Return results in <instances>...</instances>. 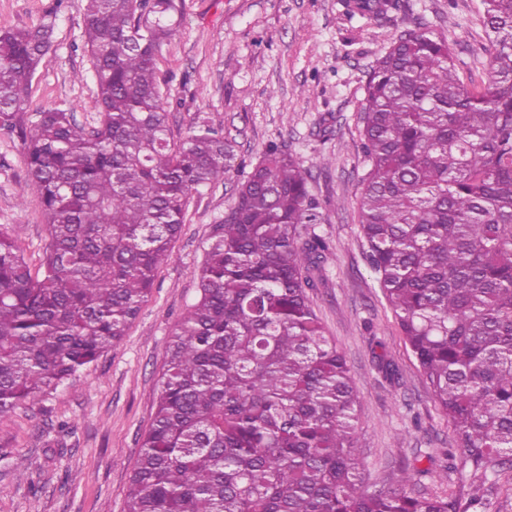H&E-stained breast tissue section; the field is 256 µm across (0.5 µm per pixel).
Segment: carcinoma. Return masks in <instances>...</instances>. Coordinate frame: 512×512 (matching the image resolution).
Wrapping results in <instances>:
<instances>
[{
	"label": "carcinoma",
	"mask_w": 512,
	"mask_h": 512,
	"mask_svg": "<svg viewBox=\"0 0 512 512\" xmlns=\"http://www.w3.org/2000/svg\"><path fill=\"white\" fill-rule=\"evenodd\" d=\"M63 0L0 31V133L49 227L42 274L0 234V414L75 380L125 334L184 224L236 154L206 123L171 140L159 75L182 0H86L100 117L29 110ZM490 78L471 92L419 26L372 67L360 111L366 258L473 480L467 501L369 491L356 385L309 292L328 244L308 173L273 144L236 185L168 343L126 512H478L512 467V0H482ZM399 0H352L382 16Z\"/></svg>",
	"instance_id": "carcinoma-1"
}]
</instances>
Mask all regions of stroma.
Here are the masks:
<instances>
[{
	"label": "stroma",
	"instance_id": "35a3bbf8",
	"mask_svg": "<svg viewBox=\"0 0 512 512\" xmlns=\"http://www.w3.org/2000/svg\"><path fill=\"white\" fill-rule=\"evenodd\" d=\"M349 0H184L159 58L170 135L208 122L223 128L239 161L228 179L193 194L185 222L148 300L123 339L37 400L0 415V512H124L129 478L150 428L170 337L198 297L197 272L213 227L269 145L285 146L322 205L317 234L330 245L310 299L326 336L344 352L359 396L363 479L370 490L418 468L415 492H466L468 475L445 485L426 477L457 453L453 430L364 258L358 201L366 164L359 112L375 60L423 23L453 49L470 90L488 82L489 42L481 0H402L387 18L348 16ZM52 0H0V29L35 25ZM85 0H64L54 51L35 75L29 108L59 107L89 127L98 116L82 38ZM0 232L40 274L49 241L40 194L17 141L0 134ZM397 368L378 370L376 355Z\"/></svg>",
	"mask_w": 512,
	"mask_h": 512
}]
</instances>
